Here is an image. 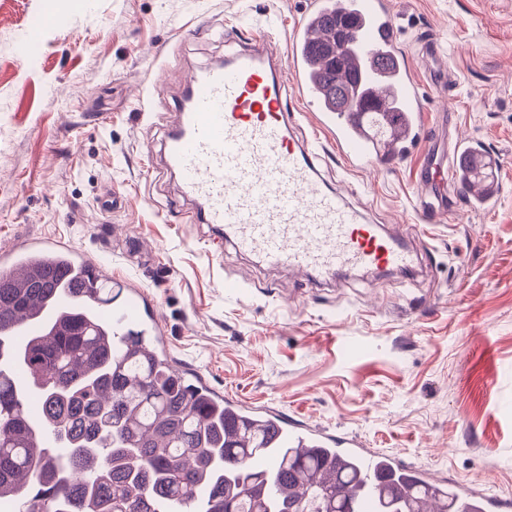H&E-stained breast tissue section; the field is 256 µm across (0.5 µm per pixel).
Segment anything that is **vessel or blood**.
<instances>
[{
  "label": "vessel or blood",
  "mask_w": 512,
  "mask_h": 512,
  "mask_svg": "<svg viewBox=\"0 0 512 512\" xmlns=\"http://www.w3.org/2000/svg\"><path fill=\"white\" fill-rule=\"evenodd\" d=\"M355 20L357 51L348 69L373 74L370 90L380 104L396 99L402 117L378 133L360 112H332L319 87L309 82L306 46L313 40L335 43L336 33L319 25L321 14ZM285 55L273 53L269 40L245 38L225 60L191 72L177 119L164 144L166 167L180 183L182 200L194 203L189 220L209 225L221 243L265 265L288 267L317 280L342 270L399 271L415 260L394 232L367 223L365 211L340 189H325L314 159L319 141L292 132L287 106L289 87L306 95L311 120L359 170H391L424 140L422 95L400 47V29L385 0H314L312 9L285 39ZM392 58L390 70L373 71L372 57ZM479 140L457 136L448 159V178L461 185L465 199L479 207L499 193L494 183H466L474 157L485 156ZM432 177L420 184L417 215L421 223L438 219ZM113 336L130 329L156 331L157 312L141 290H131L107 313ZM277 448H327L341 461H353L363 478L355 495L357 512H377V489L411 468L395 455L360 448L350 435H337L288 422L276 413L262 416ZM460 512H499V500L453 487Z\"/></svg>",
  "instance_id": "b4317fda"
}]
</instances>
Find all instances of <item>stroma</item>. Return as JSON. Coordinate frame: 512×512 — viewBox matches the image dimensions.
I'll list each match as a JSON object with an SVG mask.
<instances>
[{"label": "stroma", "instance_id": "stroma-1", "mask_svg": "<svg viewBox=\"0 0 512 512\" xmlns=\"http://www.w3.org/2000/svg\"><path fill=\"white\" fill-rule=\"evenodd\" d=\"M424 95V146L395 169L316 166L416 255L412 274L306 282L185 221L162 164L188 71L239 35L292 31L313 0H0V248L52 238L101 258L157 304L172 361L253 408L357 435L512 512V0H387ZM440 36L455 83L435 90L422 49ZM34 39L31 60L16 46ZM447 100L446 114L434 104ZM499 158L500 191L418 223L417 182L457 135ZM126 198L104 206L108 189Z\"/></svg>", "mask_w": 512, "mask_h": 512}]
</instances>
